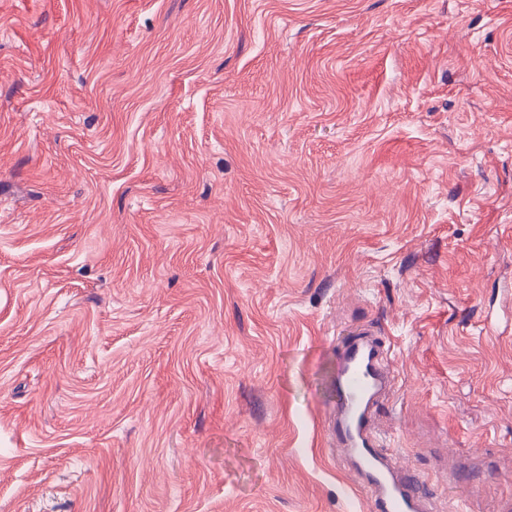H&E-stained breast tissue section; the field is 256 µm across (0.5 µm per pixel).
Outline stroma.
Segmentation results:
<instances>
[{"mask_svg":"<svg viewBox=\"0 0 512 512\" xmlns=\"http://www.w3.org/2000/svg\"><path fill=\"white\" fill-rule=\"evenodd\" d=\"M368 327L434 512H512V0H0V512H370ZM364 330L343 347L338 367V402L334 418L328 422L329 448L353 461L358 476L371 493L372 512H421L424 500L418 477L397 467L382 452L383 438L375 424L374 412L380 396L392 387L389 347Z\"/></svg>","mask_w":512,"mask_h":512,"instance_id":"1","label":"stroma"}]
</instances>
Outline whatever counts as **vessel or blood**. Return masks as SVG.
Returning a JSON list of instances; mask_svg holds the SVG:
<instances>
[{
  "label": "vessel or blood",
  "mask_w": 512,
  "mask_h": 512,
  "mask_svg": "<svg viewBox=\"0 0 512 512\" xmlns=\"http://www.w3.org/2000/svg\"><path fill=\"white\" fill-rule=\"evenodd\" d=\"M392 380L388 347L370 331L358 332L342 350L337 408L326 438L354 462L371 493L372 512H423L426 495L421 482L383 453L384 441L374 420L379 398L390 392Z\"/></svg>",
  "instance_id": "obj_1"
}]
</instances>
